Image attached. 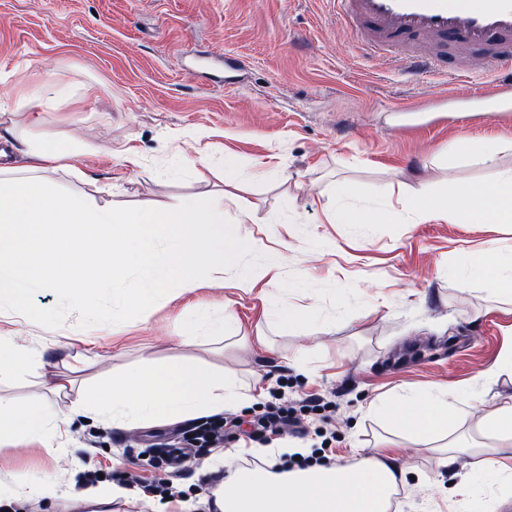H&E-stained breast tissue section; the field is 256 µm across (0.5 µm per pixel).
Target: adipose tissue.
<instances>
[{"label": "adipose tissue", "mask_w": 512, "mask_h": 512, "mask_svg": "<svg viewBox=\"0 0 512 512\" xmlns=\"http://www.w3.org/2000/svg\"><path fill=\"white\" fill-rule=\"evenodd\" d=\"M22 154L25 165L0 168V310L27 321L41 319L40 311L26 305L29 293L60 288L70 304L98 322L107 315L103 294L135 269L144 275V283L121 289L114 299L121 313L142 314L168 282L178 283V296L193 293L203 263L214 272V287L257 293L268 328L291 331L314 317V310L293 307L290 289L280 285L288 256L263 238L240 235L224 224L236 202L231 191L238 181L235 155L224 157L225 192L206 205L185 202L118 215L113 209L93 208L81 199L56 194L46 175L70 168L72 154L66 148L45 140L25 146ZM356 193L352 184H336L326 210L328 223H370V207L349 203ZM382 199L385 216L401 224L410 220L511 225L512 169L500 172L493 183L464 184L449 196L425 184L416 195L400 198L383 190ZM247 250L263 251V263L255 268L239 265ZM474 262L480 265L485 291L512 304V251L488 248L476 256L463 254L451 276L468 277ZM230 267L235 273L228 279L224 272ZM186 317L194 330L184 339L188 345L200 343L201 333L227 332L234 325L226 306L196 304L187 307ZM40 360L35 346L0 333V378L36 373ZM266 395L262 385L243 386L235 375L208 368L194 357L165 364L145 357L135 370L114 373L105 387L79 389L67 419L136 428L221 413ZM469 409L468 402L440 391L377 398L366 407L368 415L432 450L437 466L465 453L477 482L511 483L512 464L499 459L498 449L512 445V407L483 413L473 433L458 428ZM58 436V417L50 404L0 397V444L46 447ZM394 445L392 438L381 437L377 449L357 463L331 468L227 470L214 491L216 506L219 512H386L393 490L405 481L404 469L385 461L384 449Z\"/></svg>", "instance_id": "ef3b65f1"}]
</instances>
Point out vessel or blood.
Segmentation results:
<instances>
[{
	"label": "vessel or blood",
	"mask_w": 512,
	"mask_h": 512,
	"mask_svg": "<svg viewBox=\"0 0 512 512\" xmlns=\"http://www.w3.org/2000/svg\"><path fill=\"white\" fill-rule=\"evenodd\" d=\"M359 51L401 52L408 77L458 76L443 46L478 55L492 78L473 99L512 97V0H332Z\"/></svg>",
	"instance_id": "1"
}]
</instances>
